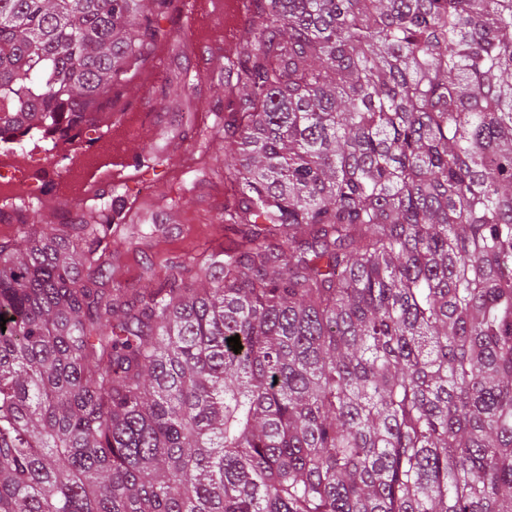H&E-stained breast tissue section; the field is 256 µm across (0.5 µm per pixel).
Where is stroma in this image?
I'll list each match as a JSON object with an SVG mask.
<instances>
[{
  "label": "stroma",
  "mask_w": 512,
  "mask_h": 512,
  "mask_svg": "<svg viewBox=\"0 0 512 512\" xmlns=\"http://www.w3.org/2000/svg\"><path fill=\"white\" fill-rule=\"evenodd\" d=\"M158 41L166 48L162 72L145 64L139 76L121 89L113 109L125 111L147 94L155 114L152 145L159 160L143 164V181L107 191L106 199L138 203L134 220L124 230L132 237L106 274L125 288H139L147 278L164 279L175 264L190 276L203 275L212 259L235 249L239 238L224 228V207L231 190L224 184V69L199 73L201 46L191 44L169 11L155 17ZM42 200L36 223L44 229L74 223L77 205L59 204L49 179L34 182Z\"/></svg>",
  "instance_id": "35a3bbf8"
}]
</instances>
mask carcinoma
Masks as SVG:
<instances>
[{"label": "carcinoma", "instance_id": "obj_1", "mask_svg": "<svg viewBox=\"0 0 512 512\" xmlns=\"http://www.w3.org/2000/svg\"><path fill=\"white\" fill-rule=\"evenodd\" d=\"M253 2L219 271L106 287L114 201L0 240V512H512V0ZM153 37L0 0V142L112 110Z\"/></svg>", "mask_w": 512, "mask_h": 512}]
</instances>
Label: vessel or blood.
<instances>
[{"label": "vessel or blood", "mask_w": 512, "mask_h": 512, "mask_svg": "<svg viewBox=\"0 0 512 512\" xmlns=\"http://www.w3.org/2000/svg\"><path fill=\"white\" fill-rule=\"evenodd\" d=\"M241 0H173L171 8L179 17L185 33L197 44L206 46L201 58L202 71L232 53L235 40L225 36L224 17L240 18ZM151 117L145 104H137L124 112L112 115V131L101 140L80 149L78 162H53L51 173L68 192L63 200L69 204H85L97 198L108 188L140 181L143 173L137 161L128 152L130 143L151 130ZM111 157L113 174L102 172L100 158Z\"/></svg>", "instance_id": "b4317fda"}]
</instances>
